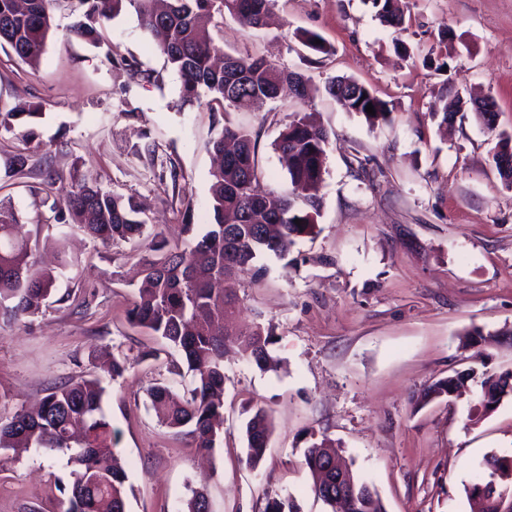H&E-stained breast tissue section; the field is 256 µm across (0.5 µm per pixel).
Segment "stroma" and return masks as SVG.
<instances>
[{
    "mask_svg": "<svg viewBox=\"0 0 512 512\" xmlns=\"http://www.w3.org/2000/svg\"><path fill=\"white\" fill-rule=\"evenodd\" d=\"M400 6L402 30L382 24L366 0H275L260 29L225 17L224 52L271 59L305 75L317 92L303 102L285 91L221 119L206 106L182 104L158 38L131 9L93 45L70 34L69 0H52V27L34 68L0 46V102L39 112L0 129V199L23 216L38 267L62 257L43 202L47 174L133 197L151 234L180 245L188 238L185 210L197 230L210 222L209 142L223 124L252 129L266 191L288 188L274 141L289 114L311 112L329 136L313 234L288 258L262 257V273L238 287L235 329L272 328L280 366L263 371L238 349L227 351L224 440L212 453L161 426L149 406L154 383L182 385L171 372L177 351L127 319L148 241L105 246L72 227L66 255L80 260L79 278L61 277L56 303L31 326L0 311L1 417L35 406L51 383L87 371L92 358L128 357V371L103 398L128 475L126 512H184L196 491L207 494L213 512H265L277 495L299 512H328L303 461L307 443L323 437L373 483L386 512H471L465 489L486 478L484 457L512 456V395L485 416L477 412L476 382L454 400L417 399L457 372L512 371V341L463 343L474 328L512 330V186L470 108L445 126L430 114L446 87L466 100H493L498 130L512 133V0ZM303 30L321 35L332 53L304 47ZM111 51L161 82L130 80L108 60ZM429 55L446 59L447 71L424 66ZM337 76L391 104L389 122L369 127L323 93ZM30 128L47 161L7 177L6 161ZM256 406L267 410L272 433L253 469L245 424ZM68 481L65 458L0 449V512H63Z\"/></svg>",
    "mask_w": 512,
    "mask_h": 512,
    "instance_id": "35a3bbf8",
    "label": "stroma"
}]
</instances>
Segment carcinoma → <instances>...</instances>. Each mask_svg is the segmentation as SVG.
Instances as JSON below:
<instances>
[{"label":"carcinoma","instance_id":"carcinoma-1","mask_svg":"<svg viewBox=\"0 0 512 512\" xmlns=\"http://www.w3.org/2000/svg\"><path fill=\"white\" fill-rule=\"evenodd\" d=\"M49 2L29 0L22 8L17 0H0V44L8 45L19 61L33 69L39 64L51 28ZM71 2L79 13L72 32L92 44L99 43L106 24L129 7L142 29L162 34L160 49L180 82L184 104L203 101L212 112L245 111L251 99H274L285 84L302 100L311 93L302 75L263 57L226 54L223 65L215 64L220 47L213 34L219 29L214 16L222 17L227 11L241 26L260 29L274 0H163L162 7L158 0ZM369 2L387 25H404L398 0ZM298 38L315 53H332L327 44L316 43L320 35L314 32L303 31ZM110 60L132 78L160 81V75L141 69L134 59L112 54ZM325 91L345 111L362 115L371 127L387 123L392 112L386 101L352 78H332ZM369 104L374 107L373 115L365 111ZM461 110L459 95L446 89L430 108L432 116H440L444 122ZM480 116L494 133V164L505 156L512 158V134L495 132L496 113L482 112ZM211 146L220 157L211 173L212 223L205 233L193 234L191 210L187 209L183 222L191 234L189 242L182 247H170L163 240L152 244L154 255L141 264L143 286L129 312L133 326L161 337L181 353L189 386L178 394L164 384H155L149 388L148 398L158 421L173 430L187 429L200 452L212 451L223 440L213 421L223 416L227 347L239 345L261 370L278 365L269 350L273 344L271 329L257 325L240 335H230L224 332V325L237 308L236 285L241 276L261 272L263 267L257 262L263 256L285 258L298 240L313 233L320 215L328 134L306 112L288 116L275 141L279 160L288 173L286 193L259 189L256 139L250 129L226 125ZM55 184L54 178L48 181V193L57 189L66 200V209L55 213L60 252H65L66 228L74 225L104 245L147 238L148 219L132 198L74 179L58 188ZM23 227L14 208L0 201V308L16 320L41 314L57 280L77 264L66 259L57 268L34 267ZM128 365L126 356H114L106 374L55 382L37 408H22L9 419H0V449L35 448L47 454L68 455L70 483L63 512H125L127 475L114 452L112 425L102 403L105 383L123 376ZM474 378L472 371L458 372L424 388L420 399L429 402L455 393ZM486 386L501 397L508 395L512 392V371L482 373L480 387ZM271 431L267 411L256 408L245 426L249 466L256 468L262 461ZM336 455L338 451L324 439L303 449L315 497L332 512H386L379 494L354 473L350 478L363 498L360 507L338 506L329 499L331 476L325 469Z\"/></svg>","mask_w":512,"mask_h":512}]
</instances>
